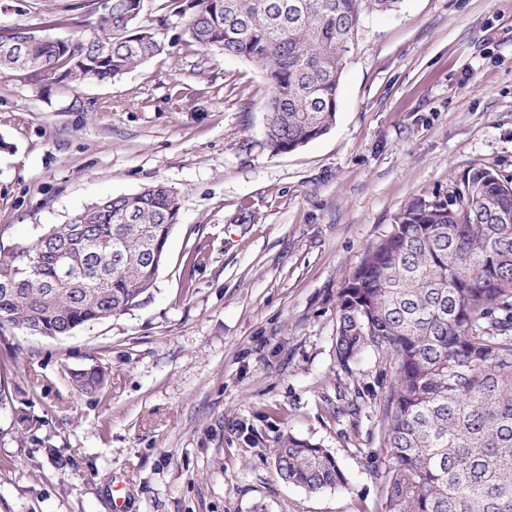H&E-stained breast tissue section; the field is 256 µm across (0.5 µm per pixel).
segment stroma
Wrapping results in <instances>:
<instances>
[{
	"instance_id": "stroma-1",
	"label": "stroma",
	"mask_w": 512,
	"mask_h": 512,
	"mask_svg": "<svg viewBox=\"0 0 512 512\" xmlns=\"http://www.w3.org/2000/svg\"><path fill=\"white\" fill-rule=\"evenodd\" d=\"M75 0L0 9V27L75 34ZM144 0L164 53L112 82L0 76V242L105 196L179 198L151 294L72 335H0V512H384L382 404L393 369L336 355L339 296L410 202L473 168L512 178V0H401L365 15L336 123L263 145L268 77L187 42ZM99 367L85 393L69 373ZM35 422L34 430L19 424ZM320 444L349 484L284 483L282 436Z\"/></svg>"
}]
</instances>
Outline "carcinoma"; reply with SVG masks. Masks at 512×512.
I'll list each match as a JSON object with an SVG mask.
<instances>
[{
	"instance_id": "cac0c4a2",
	"label": "carcinoma",
	"mask_w": 512,
	"mask_h": 512,
	"mask_svg": "<svg viewBox=\"0 0 512 512\" xmlns=\"http://www.w3.org/2000/svg\"><path fill=\"white\" fill-rule=\"evenodd\" d=\"M167 2L187 18V42L264 68V146L287 153L333 128L361 17L401 0ZM143 8L112 0L68 39L0 30V41L20 48L0 54V73L24 71L40 84L117 78L165 50L141 25ZM179 210L176 192L159 182L101 199L51 226L46 240L0 243V334L34 325L38 335L66 336L140 305ZM395 224L343 288L336 326L342 363L368 350L393 362L382 411L392 459L385 512H512V179L474 168L450 195L407 205ZM102 378L95 367L71 373L85 392ZM275 468L310 492L348 484L328 450L292 434L280 440Z\"/></svg>"
}]
</instances>
